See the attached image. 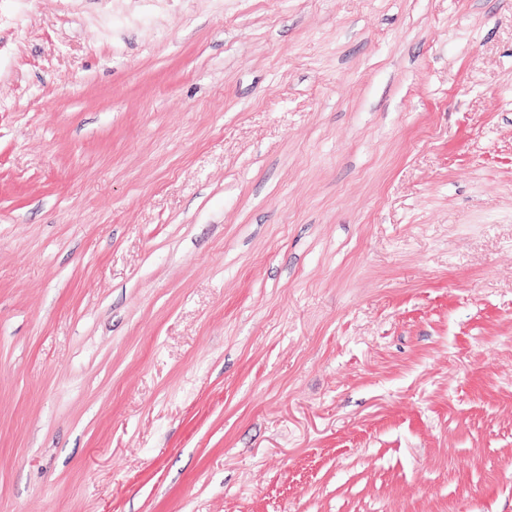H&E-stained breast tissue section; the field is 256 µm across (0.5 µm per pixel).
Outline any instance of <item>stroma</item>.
Here are the masks:
<instances>
[{"label": "stroma", "mask_w": 512, "mask_h": 512, "mask_svg": "<svg viewBox=\"0 0 512 512\" xmlns=\"http://www.w3.org/2000/svg\"><path fill=\"white\" fill-rule=\"evenodd\" d=\"M0 512H512V0H0Z\"/></svg>", "instance_id": "obj_1"}]
</instances>
